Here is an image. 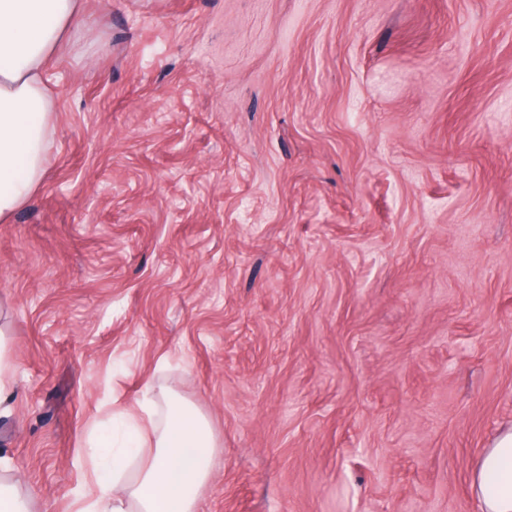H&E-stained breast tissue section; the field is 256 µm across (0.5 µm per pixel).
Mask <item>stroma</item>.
Listing matches in <instances>:
<instances>
[{"instance_id":"stroma-1","label":"stroma","mask_w":512,"mask_h":512,"mask_svg":"<svg viewBox=\"0 0 512 512\" xmlns=\"http://www.w3.org/2000/svg\"><path fill=\"white\" fill-rule=\"evenodd\" d=\"M0 223V475L78 512L147 379L199 512H479L512 427V0H85Z\"/></svg>"}]
</instances>
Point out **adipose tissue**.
<instances>
[{
	"label": "adipose tissue",
	"instance_id": "ef3b65f1",
	"mask_svg": "<svg viewBox=\"0 0 512 512\" xmlns=\"http://www.w3.org/2000/svg\"><path fill=\"white\" fill-rule=\"evenodd\" d=\"M81 10V0H0V221L42 181L55 129L45 70ZM91 435L94 492L81 512H198L216 442L172 390L147 386L136 410L95 421ZM472 494L480 512H512V429L482 451Z\"/></svg>",
	"mask_w": 512,
	"mask_h": 512
}]
</instances>
